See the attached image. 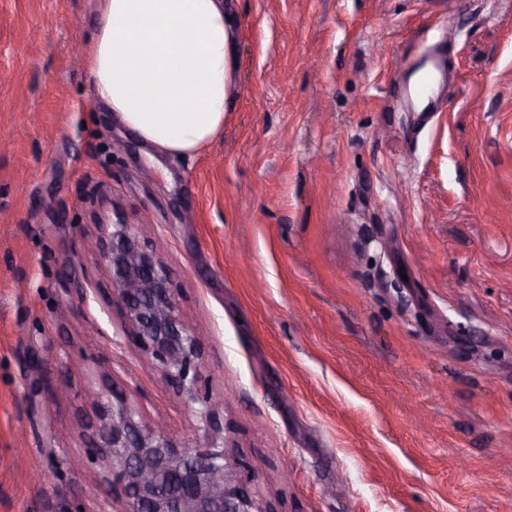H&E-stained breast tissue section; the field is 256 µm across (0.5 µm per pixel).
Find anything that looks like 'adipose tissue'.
<instances>
[{"label": "adipose tissue", "instance_id": "ef3b65f1", "mask_svg": "<svg viewBox=\"0 0 512 512\" xmlns=\"http://www.w3.org/2000/svg\"><path fill=\"white\" fill-rule=\"evenodd\" d=\"M82 68L112 121L185 157L224 128L234 82V0H98Z\"/></svg>", "mask_w": 512, "mask_h": 512}]
</instances>
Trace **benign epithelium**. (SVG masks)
<instances>
[{
	"mask_svg": "<svg viewBox=\"0 0 512 512\" xmlns=\"http://www.w3.org/2000/svg\"><path fill=\"white\" fill-rule=\"evenodd\" d=\"M103 258L128 343L182 397L198 434L188 443L160 419H137L123 394L112 392L104 404L97 389H88V401L107 419L102 441L109 471L100 512H268L259 475L226 451L202 384L201 344L179 317L165 257L141 244L135 225L119 221L105 225Z\"/></svg>",
	"mask_w": 512,
	"mask_h": 512,
	"instance_id": "7a95c632",
	"label": "benign epithelium"
}]
</instances>
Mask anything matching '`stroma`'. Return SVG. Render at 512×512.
I'll return each instance as SVG.
<instances>
[{"mask_svg": "<svg viewBox=\"0 0 512 512\" xmlns=\"http://www.w3.org/2000/svg\"><path fill=\"white\" fill-rule=\"evenodd\" d=\"M236 13L224 130L180 158L116 127L74 62L97 0H0V512H98L88 388L194 435L117 336L119 219L167 255L268 512H512V0Z\"/></svg>", "mask_w": 512, "mask_h": 512, "instance_id": "obj_1", "label": "stroma"}]
</instances>
